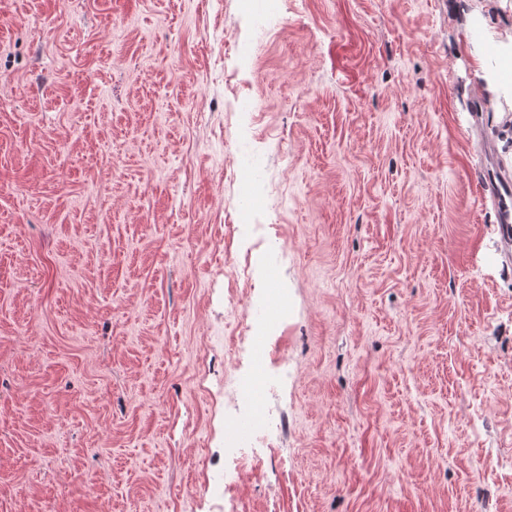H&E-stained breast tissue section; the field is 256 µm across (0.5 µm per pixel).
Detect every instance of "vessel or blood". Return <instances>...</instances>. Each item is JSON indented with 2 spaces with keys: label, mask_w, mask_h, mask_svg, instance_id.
<instances>
[{
  "label": "vessel or blood",
  "mask_w": 512,
  "mask_h": 512,
  "mask_svg": "<svg viewBox=\"0 0 512 512\" xmlns=\"http://www.w3.org/2000/svg\"><path fill=\"white\" fill-rule=\"evenodd\" d=\"M484 154L477 186L481 196L491 199L496 206L500 241L508 249L512 247V170L497 161L492 142H485Z\"/></svg>",
  "instance_id": "obj_1"
}]
</instances>
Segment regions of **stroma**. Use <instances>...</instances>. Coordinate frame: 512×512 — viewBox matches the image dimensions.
<instances>
[{
    "label": "stroma",
    "mask_w": 512,
    "mask_h": 512,
    "mask_svg": "<svg viewBox=\"0 0 512 512\" xmlns=\"http://www.w3.org/2000/svg\"><path fill=\"white\" fill-rule=\"evenodd\" d=\"M469 9L0 0V512H512V260L476 190L480 132L512 165V0ZM281 293V427L240 461L236 307Z\"/></svg>",
    "instance_id": "1"
}]
</instances>
